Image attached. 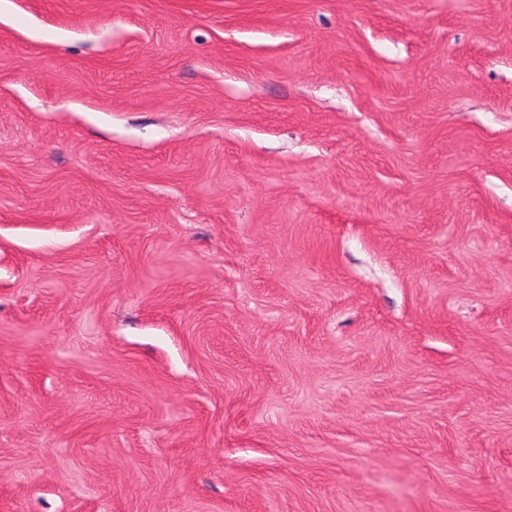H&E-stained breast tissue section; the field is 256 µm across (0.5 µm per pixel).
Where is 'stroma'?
<instances>
[{"label":"stroma","mask_w":512,"mask_h":512,"mask_svg":"<svg viewBox=\"0 0 512 512\" xmlns=\"http://www.w3.org/2000/svg\"><path fill=\"white\" fill-rule=\"evenodd\" d=\"M0 512H512V0H0Z\"/></svg>","instance_id":"35a3bbf8"}]
</instances>
